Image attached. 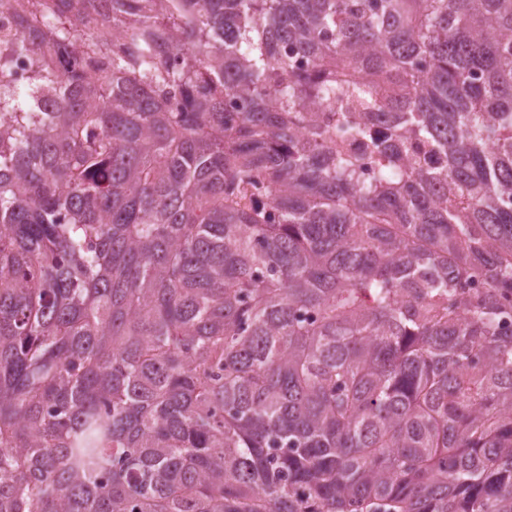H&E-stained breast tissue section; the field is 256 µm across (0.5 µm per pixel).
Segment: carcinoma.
<instances>
[{
  "label": "carcinoma",
  "instance_id": "1",
  "mask_svg": "<svg viewBox=\"0 0 512 512\" xmlns=\"http://www.w3.org/2000/svg\"><path fill=\"white\" fill-rule=\"evenodd\" d=\"M88 2L0 80V512H512V0Z\"/></svg>",
  "mask_w": 512,
  "mask_h": 512
}]
</instances>
